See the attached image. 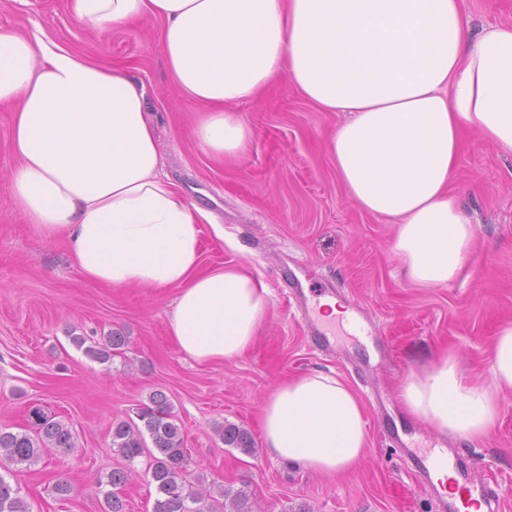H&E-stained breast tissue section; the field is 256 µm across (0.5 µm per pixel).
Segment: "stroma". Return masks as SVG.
<instances>
[{"label":"stroma","instance_id":"1","mask_svg":"<svg viewBox=\"0 0 512 512\" xmlns=\"http://www.w3.org/2000/svg\"><path fill=\"white\" fill-rule=\"evenodd\" d=\"M473 31L512 25V0H461ZM0 27L125 71L147 89L162 171L224 226L202 232L201 271L246 265L270 290L255 345L237 359L198 363L167 331L174 290L103 288L87 282L62 242H49L18 214L0 188V427L22 431L33 405L68 421L72 451H55L14 480L32 512H102L97 481L120 457L112 424L134 417L163 392L179 418L188 482L245 489L255 512H440V495L419 480L409 449L443 443L512 512V393L478 440L440 439L405 412L401 388L442 354L468 375L486 374L497 331L512 324V151L467 134L453 189L475 229L462 274L445 288H417L391 250L394 225L346 194L328 143L342 112H326L280 78L258 99L234 104L252 137L243 156L204 153L192 128L199 104L178 94L164 62L162 23L139 20L100 37L74 18L68 0H0ZM300 288L309 306L326 291L356 314L359 334L334 324V350L320 351L285 294ZM127 336L109 362L77 348L76 335ZM321 370L361 399L368 457L348 472L318 474L270 459L259 413L277 381ZM247 429L259 449L225 447L215 428ZM74 492L57 496V479Z\"/></svg>","mask_w":512,"mask_h":512}]
</instances>
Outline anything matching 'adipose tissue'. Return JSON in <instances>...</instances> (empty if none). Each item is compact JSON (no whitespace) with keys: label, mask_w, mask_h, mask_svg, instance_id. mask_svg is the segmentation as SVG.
<instances>
[{"label":"adipose tissue","mask_w":512,"mask_h":512,"mask_svg":"<svg viewBox=\"0 0 512 512\" xmlns=\"http://www.w3.org/2000/svg\"><path fill=\"white\" fill-rule=\"evenodd\" d=\"M109 35L162 20L174 87L204 106L192 133L209 154L244 152L232 105L289 77L308 100L345 112L329 141L336 173L365 211L395 221L393 253L421 288L460 276L474 227L450 183L466 133L512 150V25L473 32L459 0H70ZM15 106L17 162L0 174L17 212L63 241L88 282L173 288L168 334L199 363L243 355L257 339L268 288L245 269L200 272L211 214L162 173L146 92L122 70L0 28V104ZM512 391V325L485 377L442 356L403 385L406 411L449 438L487 435ZM275 460L341 473L368 451L364 407L336 376L277 383L261 412Z\"/></svg>","instance_id":"ef3b65f1"}]
</instances>
